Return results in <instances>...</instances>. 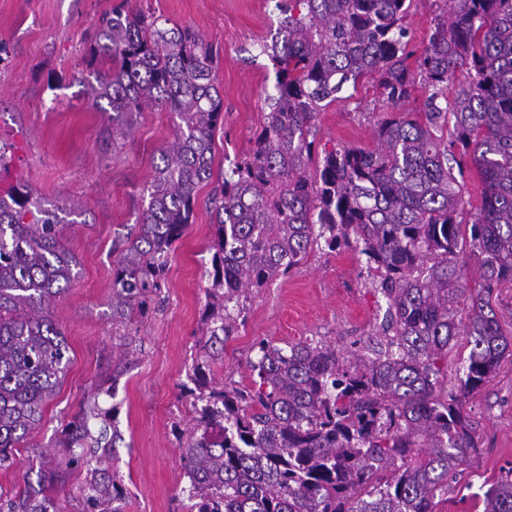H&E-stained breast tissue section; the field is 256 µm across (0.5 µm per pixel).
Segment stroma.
<instances>
[{
    "mask_svg": "<svg viewBox=\"0 0 512 512\" xmlns=\"http://www.w3.org/2000/svg\"><path fill=\"white\" fill-rule=\"evenodd\" d=\"M121 4L191 27L217 48L224 123L213 137L212 179L198 190L192 222L167 258L160 288L145 309L116 320L112 270L148 205L160 151L175 136L170 112L153 105L139 112L127 138L113 141L112 114L89 91L95 24ZM280 19L275 0H0V147L7 156L0 193L25 183L58 206L64 243L77 260L54 306L69 363L40 429L16 448L11 467L0 469L1 489L36 484L41 471L58 463L64 428L80 401L95 393L117 431L111 461L122 491L117 512H185L187 442L179 431L191 407L181 386L202 334L211 198L263 121L274 72L259 45L271 41ZM389 111L377 82L364 78L350 98L318 112L317 141L374 149ZM246 305V320L225 341L224 360L214 369L216 378L240 388L250 384L257 341L318 340L346 353L377 333L387 301L369 288L357 254L316 251L290 276L251 291ZM131 339L137 349L113 375L118 347ZM108 379L113 387L99 392ZM466 409L479 423V451L437 496L436 512H479L490 485L512 469V357Z\"/></svg>",
    "mask_w": 512,
    "mask_h": 512,
    "instance_id": "obj_1",
    "label": "stroma"
}]
</instances>
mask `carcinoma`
Instances as JSON below:
<instances>
[{
    "label": "carcinoma",
    "mask_w": 512,
    "mask_h": 512,
    "mask_svg": "<svg viewBox=\"0 0 512 512\" xmlns=\"http://www.w3.org/2000/svg\"><path fill=\"white\" fill-rule=\"evenodd\" d=\"M411 0H279L269 112L243 159L214 189L203 333L188 382L192 416L183 470L189 512H435L448 476L479 448L463 405L512 356L497 291L512 288V0H451L419 56L408 50ZM94 56L111 63L88 82L126 134L148 104L174 116L138 232L112 273V313L125 318L160 287L166 260L210 180L212 139L224 122L216 54L194 30L162 28L141 10L116 8L95 30ZM465 75L453 98L448 86ZM377 78L394 109L373 151L322 149L314 174L315 118L348 85ZM420 111L395 112L415 86ZM482 180L466 212L464 170ZM354 248L387 299L382 339L344 357L323 342L256 344L250 387L215 381L224 341L247 293L298 268L314 250ZM75 256L60 221L27 184L0 194V468L35 433L67 366L52 304L73 279ZM476 271L474 286L464 268ZM465 337L470 351L451 389L441 361ZM108 411L84 401L59 447L65 469L86 452L84 512H117L107 461ZM60 468L40 474L0 512H58ZM483 512H512V477L486 491Z\"/></svg>",
    "instance_id": "carcinoma-1"
}]
</instances>
